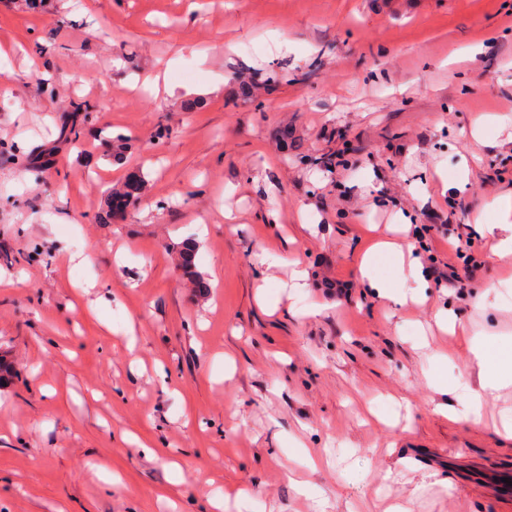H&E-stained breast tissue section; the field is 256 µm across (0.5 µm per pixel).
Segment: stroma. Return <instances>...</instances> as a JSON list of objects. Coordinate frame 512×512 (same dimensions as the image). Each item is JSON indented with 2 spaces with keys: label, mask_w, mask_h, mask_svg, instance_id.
<instances>
[{
  "label": "stroma",
  "mask_w": 512,
  "mask_h": 512,
  "mask_svg": "<svg viewBox=\"0 0 512 512\" xmlns=\"http://www.w3.org/2000/svg\"><path fill=\"white\" fill-rule=\"evenodd\" d=\"M196 3L0 0V512H512V0ZM428 209L466 299L362 270ZM142 186L140 178H136L134 184L126 183L121 188H113L107 196V205L109 209L114 212L116 205H120L121 211L125 210L127 202L125 199L133 200V203L137 200V194ZM196 249L193 242L184 243L179 250L180 269L193 285L197 288L200 295H206L208 292L209 284L204 276L196 269L195 264ZM479 363L486 368L485 389H498L512 384V349L503 352L479 344L475 349Z\"/></svg>",
  "instance_id": "35a3bbf8"
}]
</instances>
